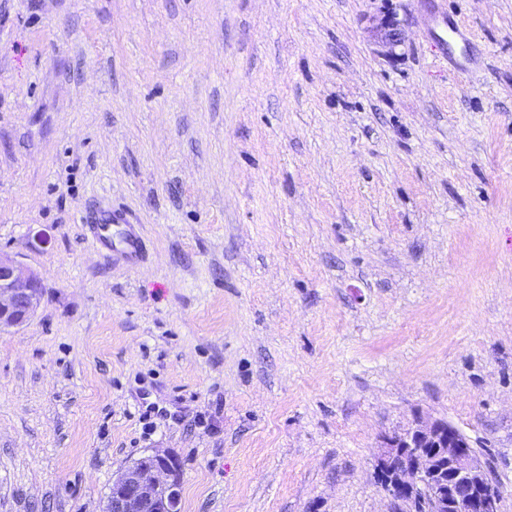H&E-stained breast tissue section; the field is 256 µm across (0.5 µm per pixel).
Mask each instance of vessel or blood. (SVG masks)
<instances>
[{
    "label": "vessel or blood",
    "instance_id": "1",
    "mask_svg": "<svg viewBox=\"0 0 512 512\" xmlns=\"http://www.w3.org/2000/svg\"><path fill=\"white\" fill-rule=\"evenodd\" d=\"M86 221L93 242L113 263L133 267L143 261L142 229L126 209L101 208L89 214Z\"/></svg>",
    "mask_w": 512,
    "mask_h": 512
}]
</instances>
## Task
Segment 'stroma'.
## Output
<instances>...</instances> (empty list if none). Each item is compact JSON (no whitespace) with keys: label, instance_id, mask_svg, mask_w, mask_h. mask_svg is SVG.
Wrapping results in <instances>:
<instances>
[{"label":"stroma","instance_id":"1","mask_svg":"<svg viewBox=\"0 0 512 512\" xmlns=\"http://www.w3.org/2000/svg\"><path fill=\"white\" fill-rule=\"evenodd\" d=\"M0 252V512L157 449L181 512H390L419 416L512 512V0H0ZM93 242L112 264L133 267L143 261L145 242L141 224L122 207L98 209L86 218ZM42 300L41 280L16 259L0 253V331L26 324Z\"/></svg>","mask_w":512,"mask_h":512}]
</instances>
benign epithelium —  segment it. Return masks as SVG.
Returning a JSON list of instances; mask_svg holds the SVG:
<instances>
[{
    "label": "benign epithelium",
    "instance_id": "7a95c632",
    "mask_svg": "<svg viewBox=\"0 0 512 512\" xmlns=\"http://www.w3.org/2000/svg\"><path fill=\"white\" fill-rule=\"evenodd\" d=\"M42 300L41 280L0 253V331L26 324ZM377 468L395 475L384 491L392 512L408 508L403 481L421 493L422 512H498V486L479 462L469 439L440 420L415 424L381 439ZM174 458L153 451L112 479L103 512H179Z\"/></svg>",
    "mask_w": 512,
    "mask_h": 512
}]
</instances>
